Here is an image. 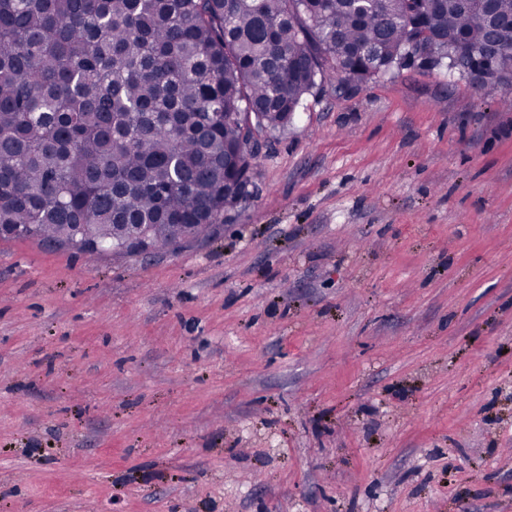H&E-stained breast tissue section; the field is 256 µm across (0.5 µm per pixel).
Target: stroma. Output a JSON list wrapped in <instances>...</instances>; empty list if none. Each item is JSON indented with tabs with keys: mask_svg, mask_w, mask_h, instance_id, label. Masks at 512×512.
<instances>
[{
	"mask_svg": "<svg viewBox=\"0 0 512 512\" xmlns=\"http://www.w3.org/2000/svg\"><path fill=\"white\" fill-rule=\"evenodd\" d=\"M325 83L175 251L0 238V512H512V108Z\"/></svg>",
	"mask_w": 512,
	"mask_h": 512,
	"instance_id": "35a3bbf8",
	"label": "stroma"
}]
</instances>
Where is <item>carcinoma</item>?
<instances>
[{"instance_id":"carcinoma-1","label":"carcinoma","mask_w":512,"mask_h":512,"mask_svg":"<svg viewBox=\"0 0 512 512\" xmlns=\"http://www.w3.org/2000/svg\"><path fill=\"white\" fill-rule=\"evenodd\" d=\"M0 0V237L83 250L131 237L168 250L247 201L257 157L248 121L290 124L306 95L390 72L416 44L441 70L504 49L512 92V0Z\"/></svg>"}]
</instances>
